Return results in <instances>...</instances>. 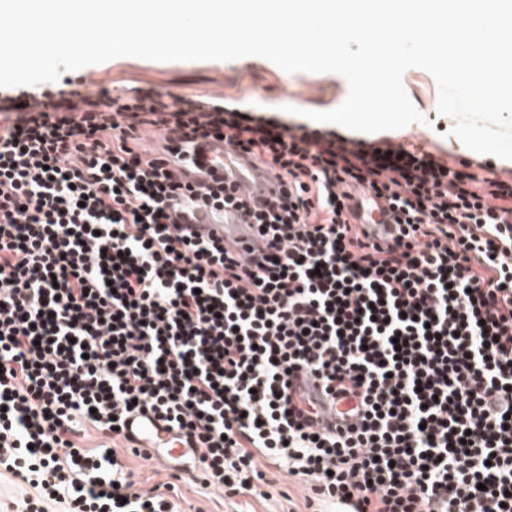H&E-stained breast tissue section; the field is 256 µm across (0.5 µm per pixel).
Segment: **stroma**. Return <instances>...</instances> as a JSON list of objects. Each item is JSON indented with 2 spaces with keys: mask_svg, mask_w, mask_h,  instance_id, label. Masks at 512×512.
<instances>
[{
  "mask_svg": "<svg viewBox=\"0 0 512 512\" xmlns=\"http://www.w3.org/2000/svg\"><path fill=\"white\" fill-rule=\"evenodd\" d=\"M68 77L73 90L84 94L105 89L114 97H131L138 89L151 88L171 101L219 99L253 113L275 112L291 124L304 122L302 111L336 109L348 94L346 80L336 74H291L256 56L232 61L171 62L119 57L69 72ZM403 83L422 121L399 130L369 134V141L388 138L408 150L432 153L448 166L458 167L464 160L479 177L512 182V160L467 152L452 135V123L437 112V86L428 72L410 69ZM307 125L312 130L325 128L321 122ZM305 492L304 484L278 471L266 500L242 496L231 504L219 492L183 480L177 484V503L181 512H288L289 503H302Z\"/></svg>",
  "mask_w": 512,
  "mask_h": 512,
  "instance_id": "stroma-1",
  "label": "stroma"
}]
</instances>
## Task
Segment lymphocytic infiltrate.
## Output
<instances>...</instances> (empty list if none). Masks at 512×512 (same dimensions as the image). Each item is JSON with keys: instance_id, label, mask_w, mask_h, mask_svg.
I'll return each mask as SVG.
<instances>
[{"instance_id": "obj_1", "label": "lymphocytic infiltrate", "mask_w": 512, "mask_h": 512, "mask_svg": "<svg viewBox=\"0 0 512 512\" xmlns=\"http://www.w3.org/2000/svg\"><path fill=\"white\" fill-rule=\"evenodd\" d=\"M220 138L274 173L262 206L143 152ZM394 236L360 224L355 190ZM231 206L245 257L184 230L178 200ZM313 377L358 401L319 426ZM152 411L195 453L192 482L304 512H512V185L386 143L151 91L0 88V476L15 512H175L112 448ZM100 442L84 445L87 429Z\"/></svg>"}]
</instances>
